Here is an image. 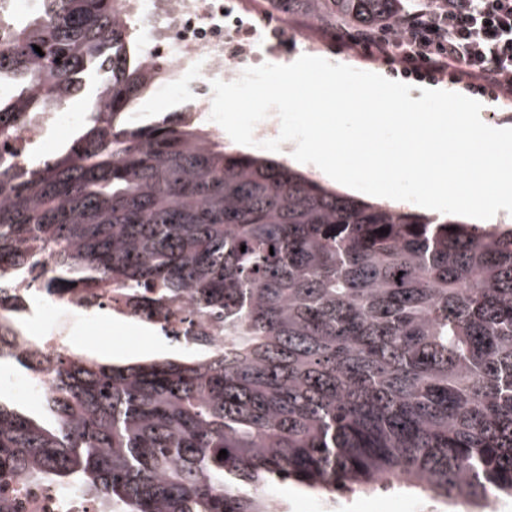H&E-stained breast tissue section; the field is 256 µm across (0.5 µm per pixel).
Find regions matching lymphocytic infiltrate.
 Listing matches in <instances>:
<instances>
[{
  "mask_svg": "<svg viewBox=\"0 0 512 512\" xmlns=\"http://www.w3.org/2000/svg\"><path fill=\"white\" fill-rule=\"evenodd\" d=\"M400 25L398 38L357 32L346 39L409 71L512 94V0H435L407 10Z\"/></svg>",
  "mask_w": 512,
  "mask_h": 512,
  "instance_id": "f902f5d3",
  "label": "lymphocytic infiltrate"
}]
</instances>
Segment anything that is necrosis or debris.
Segmentation results:
<instances>
[{"instance_id":"1","label":"necrosis or debris","mask_w":512,"mask_h":512,"mask_svg":"<svg viewBox=\"0 0 512 512\" xmlns=\"http://www.w3.org/2000/svg\"><path fill=\"white\" fill-rule=\"evenodd\" d=\"M120 21L137 20L142 31L141 52L155 73L156 87H180L192 95L194 111H203L211 82L224 74H240L257 63L266 36H278L282 23L277 14L253 16L245 5L231 7L229 0H118ZM30 317L44 322L65 310V323L43 332L44 354L67 342L68 325L86 319L84 302L72 296L49 300L29 298ZM15 512H96L92 502L72 489L52 490L42 484L13 480Z\"/></svg>"}]
</instances>
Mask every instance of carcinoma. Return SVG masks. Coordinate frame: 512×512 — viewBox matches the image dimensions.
I'll use <instances>...</instances> for the list:
<instances>
[{
	"label": "carcinoma",
	"instance_id": "obj_1",
	"mask_svg": "<svg viewBox=\"0 0 512 512\" xmlns=\"http://www.w3.org/2000/svg\"><path fill=\"white\" fill-rule=\"evenodd\" d=\"M266 2L401 36L403 0ZM38 3L0 19V141L90 97L59 154L0 161V362L51 381L47 421L0 403V480L98 512H269L273 481L512 499V228L341 193L187 112L139 120L154 74L116 0ZM20 278L181 355L42 360L15 344Z\"/></svg>",
	"mask_w": 512,
	"mask_h": 512
}]
</instances>
